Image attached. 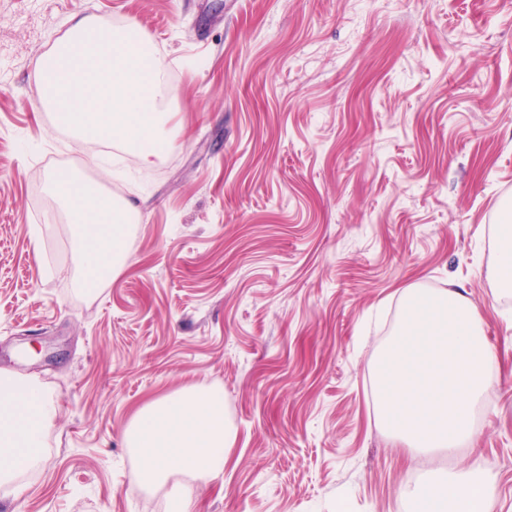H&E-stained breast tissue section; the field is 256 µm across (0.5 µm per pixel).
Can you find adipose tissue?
Returning a JSON list of instances; mask_svg holds the SVG:
<instances>
[{
	"instance_id": "ef3b65f1",
	"label": "adipose tissue",
	"mask_w": 512,
	"mask_h": 512,
	"mask_svg": "<svg viewBox=\"0 0 512 512\" xmlns=\"http://www.w3.org/2000/svg\"><path fill=\"white\" fill-rule=\"evenodd\" d=\"M53 193L71 216L80 287L90 288L125 265L124 234L139 211L106 195L100 183L73 173H52ZM57 413L38 382L0 374V484L12 482L41 461L44 435ZM125 441L139 465L134 484L143 490L172 483V512H191L192 496L182 477L222 473L235 444L224 421V395L217 389L183 391L147 403L132 419ZM412 512H491L486 484L468 474L428 486L405 485Z\"/></svg>"
}]
</instances>
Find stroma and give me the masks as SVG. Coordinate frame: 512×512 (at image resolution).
Here are the masks:
<instances>
[{
    "instance_id": "1",
    "label": "stroma",
    "mask_w": 512,
    "mask_h": 512,
    "mask_svg": "<svg viewBox=\"0 0 512 512\" xmlns=\"http://www.w3.org/2000/svg\"><path fill=\"white\" fill-rule=\"evenodd\" d=\"M77 13L135 20L174 95L150 167L90 157L40 103V56ZM134 201L120 274L80 288L52 172ZM512 0H0V370L58 401L0 512H169L135 487L147 402L223 390L236 442L192 512H411L456 469L512 512ZM455 284L494 370L472 447L418 458L378 415L403 291ZM509 230L502 231L497 243V263L494 270V276L499 281L502 275L507 274L509 280L504 282L503 285L510 290L512 288V231L510 225Z\"/></svg>"
}]
</instances>
